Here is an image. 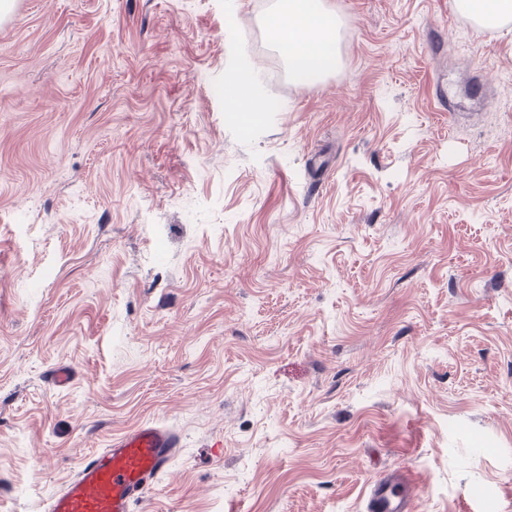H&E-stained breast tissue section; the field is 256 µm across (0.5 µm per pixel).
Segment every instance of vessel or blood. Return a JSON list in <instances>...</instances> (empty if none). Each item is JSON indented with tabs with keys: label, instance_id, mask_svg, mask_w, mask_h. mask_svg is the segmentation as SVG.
Segmentation results:
<instances>
[{
	"label": "vessel or blood",
	"instance_id": "b4317fda",
	"mask_svg": "<svg viewBox=\"0 0 512 512\" xmlns=\"http://www.w3.org/2000/svg\"><path fill=\"white\" fill-rule=\"evenodd\" d=\"M183 446L172 426L144 421L85 456L45 503V512H133ZM413 477L384 474L373 482L363 512H412Z\"/></svg>",
	"mask_w": 512,
	"mask_h": 512
}]
</instances>
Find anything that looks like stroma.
Masks as SVG:
<instances>
[{
  "instance_id": "1",
  "label": "stroma",
  "mask_w": 512,
  "mask_h": 512,
  "mask_svg": "<svg viewBox=\"0 0 512 512\" xmlns=\"http://www.w3.org/2000/svg\"><path fill=\"white\" fill-rule=\"evenodd\" d=\"M324 2L298 82L275 0H0V512L145 420L134 512H512V21ZM266 23L288 58L292 76L314 79L326 74L334 64L332 48L336 43L337 20L321 2L277 1ZM224 99L228 112H258L261 106L245 86L241 77L231 76L224 82ZM413 477L409 473L384 474L370 485L363 512H411Z\"/></svg>"
}]
</instances>
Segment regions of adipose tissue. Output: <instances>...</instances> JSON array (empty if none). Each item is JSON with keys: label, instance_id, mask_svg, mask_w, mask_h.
I'll list each match as a JSON object with an SVG mask.
<instances>
[{"label": "adipose tissue", "instance_id": "1", "mask_svg": "<svg viewBox=\"0 0 512 512\" xmlns=\"http://www.w3.org/2000/svg\"><path fill=\"white\" fill-rule=\"evenodd\" d=\"M267 27L287 56L292 76L313 79L332 67L337 20L319 0H277Z\"/></svg>", "mask_w": 512, "mask_h": 512}]
</instances>
